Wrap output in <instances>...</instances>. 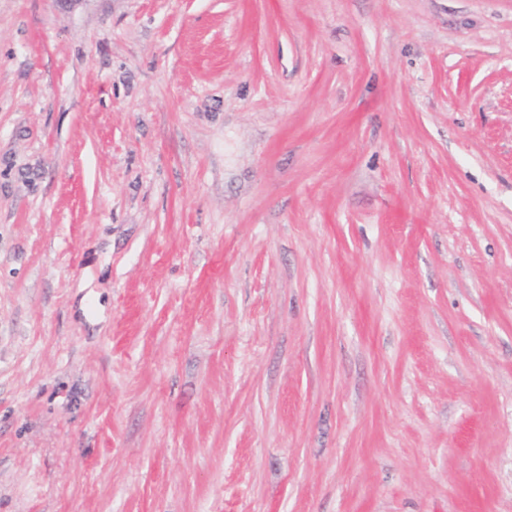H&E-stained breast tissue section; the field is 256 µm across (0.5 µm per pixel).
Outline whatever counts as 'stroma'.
I'll list each match as a JSON object with an SVG mask.
<instances>
[{
    "mask_svg": "<svg viewBox=\"0 0 512 512\" xmlns=\"http://www.w3.org/2000/svg\"><path fill=\"white\" fill-rule=\"evenodd\" d=\"M0 512H512V0H0Z\"/></svg>",
    "mask_w": 512,
    "mask_h": 512,
    "instance_id": "1",
    "label": "stroma"
}]
</instances>
